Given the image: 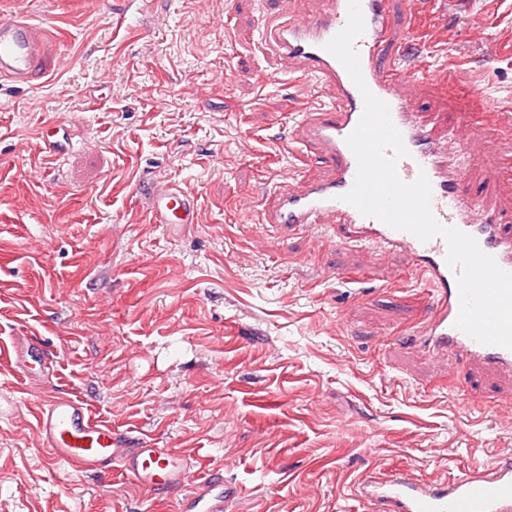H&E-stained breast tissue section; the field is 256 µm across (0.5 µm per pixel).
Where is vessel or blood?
Returning <instances> with one entry per match:
<instances>
[{
    "mask_svg": "<svg viewBox=\"0 0 512 512\" xmlns=\"http://www.w3.org/2000/svg\"><path fill=\"white\" fill-rule=\"evenodd\" d=\"M322 4L317 15L287 24L270 23L262 33L271 41L275 61L288 62L299 77L329 92L326 100L300 113L295 131L307 147L320 151L330 172H310L300 181L282 182L262 208L261 223L292 231L322 224L381 251L406 254L425 274L430 295L422 319L404 328V341L430 358L453 355L470 365L512 372V349L481 344L456 328L460 298L457 272L446 261V241L440 237L421 241L410 232L362 215L344 201L357 174V160L346 139L362 117L364 102L345 67L325 49L347 22L348 0H322ZM361 9L365 31L355 48L363 79L370 92L388 104L409 151L397 163L399 177L411 183L426 176L435 218L474 237L502 269L512 271V215L489 197L473 192L464 165L451 159L461 152V144L433 137L415 117L409 85L415 73L425 68L418 60L419 40L410 41L404 50L390 51L402 22L389 9L388 0H361ZM48 54L41 28L18 13L0 11V79L27 84L44 77ZM502 117L500 109L491 108L473 114L469 124L475 135L486 139L498 129ZM137 189L148 201L151 223H195L196 203L187 189L154 176L139 179ZM0 352L21 373L27 392L42 402L37 429L50 461L107 479L120 471L164 497L177 498L181 512H229L237 500V486L225 481L218 469L205 474L192 498H181L189 470L187 458L113 428L77 395L49 388L44 368L50 353L36 337L20 333ZM358 494L376 512H512V461L462 472L440 485L394 472L381 481L361 482Z\"/></svg>",
    "mask_w": 512,
    "mask_h": 512,
    "instance_id": "obj_1",
    "label": "vessel or blood"
}]
</instances>
